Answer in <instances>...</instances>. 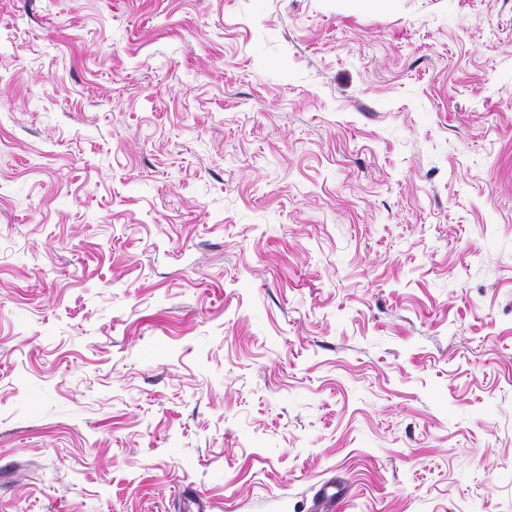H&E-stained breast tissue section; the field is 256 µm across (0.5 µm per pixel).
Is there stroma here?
I'll use <instances>...</instances> for the list:
<instances>
[{
  "label": "stroma",
  "instance_id": "stroma-1",
  "mask_svg": "<svg viewBox=\"0 0 512 512\" xmlns=\"http://www.w3.org/2000/svg\"><path fill=\"white\" fill-rule=\"evenodd\" d=\"M512 512V0H0V512ZM341 494L333 484L323 485L314 498L313 511L333 512L338 509Z\"/></svg>",
  "mask_w": 512,
  "mask_h": 512
}]
</instances>
